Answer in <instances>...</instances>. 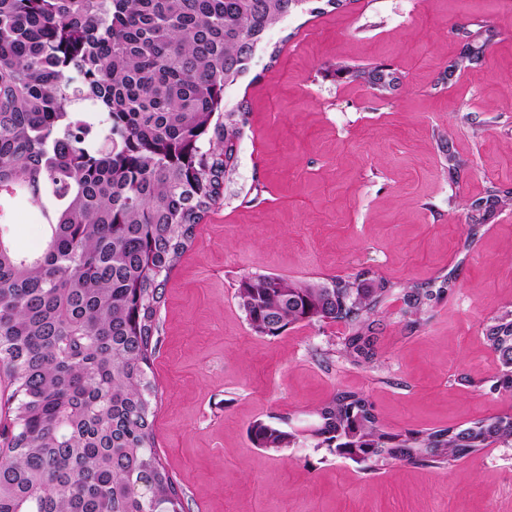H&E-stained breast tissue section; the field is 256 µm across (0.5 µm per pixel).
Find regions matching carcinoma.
Here are the masks:
<instances>
[{"label": "carcinoma", "mask_w": 512, "mask_h": 512, "mask_svg": "<svg viewBox=\"0 0 512 512\" xmlns=\"http://www.w3.org/2000/svg\"><path fill=\"white\" fill-rule=\"evenodd\" d=\"M314 0H0V224L25 201L40 248L0 232V367L15 405L0 429V512H184L156 452L148 379L168 275L235 171L243 106L225 95L269 33ZM497 37L484 29L481 60ZM512 205L491 185L469 204L463 248L485 215ZM452 269L396 283L371 269L326 281L251 274L237 298L254 333L341 323L340 357L373 362L387 301L422 321L456 287ZM496 389L512 395V313L491 318ZM316 447L376 470L451 465L512 447V416L388 432L367 397L341 390L314 411ZM252 445L297 443L290 422L254 421Z\"/></svg>", "instance_id": "obj_1"}]
</instances>
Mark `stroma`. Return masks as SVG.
Listing matches in <instances>:
<instances>
[{
	"label": "stroma",
	"instance_id": "1",
	"mask_svg": "<svg viewBox=\"0 0 512 512\" xmlns=\"http://www.w3.org/2000/svg\"><path fill=\"white\" fill-rule=\"evenodd\" d=\"M463 27L498 36L452 74ZM377 67L399 79L383 96L358 76ZM226 104L248 112L235 172L169 274L148 371L155 446L185 512H512V447L366 470L310 439L269 452L248 438L257 420L306 430L339 390L365 394L391 432L512 413L483 340L485 321L512 311V206L458 253L470 201L489 184L512 187V0L296 12ZM363 268L401 283L457 272L420 323L401 302L384 305L369 366L339 358L342 324L260 336L238 306L249 274L323 280Z\"/></svg>",
	"mask_w": 512,
	"mask_h": 512
}]
</instances>
